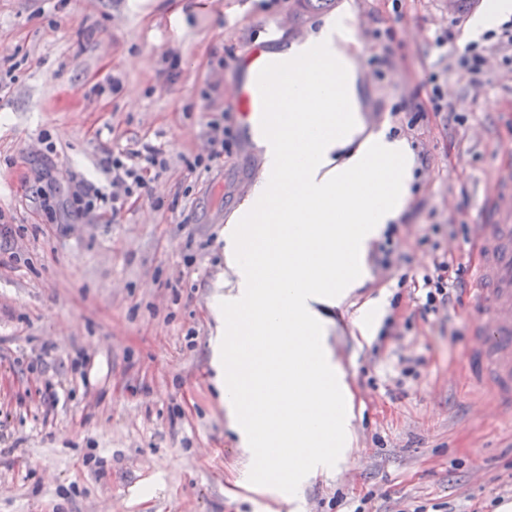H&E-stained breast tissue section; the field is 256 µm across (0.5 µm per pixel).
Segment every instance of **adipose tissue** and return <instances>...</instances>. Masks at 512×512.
Segmentation results:
<instances>
[{
  "label": "adipose tissue",
  "instance_id": "ef3b65f1",
  "mask_svg": "<svg viewBox=\"0 0 512 512\" xmlns=\"http://www.w3.org/2000/svg\"><path fill=\"white\" fill-rule=\"evenodd\" d=\"M347 17L275 52L295 74L275 95V131L254 141L262 170L224 227L225 293L212 311L229 343L215 357L231 427L252 451L254 483L287 485L340 464L351 443L345 372L324 309L369 277L368 254L406 207L414 156L386 129L366 132Z\"/></svg>",
  "mask_w": 512,
  "mask_h": 512
}]
</instances>
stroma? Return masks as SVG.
Returning a JSON list of instances; mask_svg holds the SVG:
<instances>
[{
  "instance_id": "35a3bbf8",
  "label": "stroma",
  "mask_w": 512,
  "mask_h": 512,
  "mask_svg": "<svg viewBox=\"0 0 512 512\" xmlns=\"http://www.w3.org/2000/svg\"><path fill=\"white\" fill-rule=\"evenodd\" d=\"M487 2L336 0L355 18L369 129L399 128L426 162L393 233L372 245L369 278L325 312L351 394L352 450L292 502L245 479L254 461L213 383L211 303L222 231L262 164L228 101L238 56L305 41L325 13L295 0H0V68L17 76L0 96V512H497L512 502V416L489 412L461 364L473 300L425 319L399 283L436 249L470 279V227L499 218L486 186L512 174V64L492 55L479 87L453 64ZM437 26L456 30L454 44L432 45ZM433 74L450 113L430 110ZM215 124L230 131L217 158ZM103 140L169 156L114 224L71 209L78 182H106ZM369 300L382 317L365 338L353 320Z\"/></svg>"
}]
</instances>
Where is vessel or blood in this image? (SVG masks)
Here are the masks:
<instances>
[{"instance_id": "b4317fda", "label": "vessel or blood", "mask_w": 512, "mask_h": 512, "mask_svg": "<svg viewBox=\"0 0 512 512\" xmlns=\"http://www.w3.org/2000/svg\"><path fill=\"white\" fill-rule=\"evenodd\" d=\"M234 103L245 123L265 122L260 89L238 86ZM493 194L507 219L473 227L479 258L468 291L477 311L465 366L494 412L506 414L512 413V191L497 187Z\"/></svg>"}]
</instances>
